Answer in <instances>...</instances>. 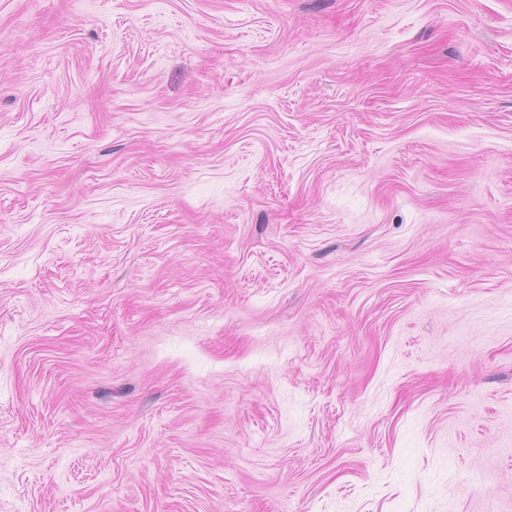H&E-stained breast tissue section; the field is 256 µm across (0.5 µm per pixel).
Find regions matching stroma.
<instances>
[{
  "mask_svg": "<svg viewBox=\"0 0 512 512\" xmlns=\"http://www.w3.org/2000/svg\"><path fill=\"white\" fill-rule=\"evenodd\" d=\"M0 512H512V0H0Z\"/></svg>",
  "mask_w": 512,
  "mask_h": 512,
  "instance_id": "35a3bbf8",
  "label": "stroma"
}]
</instances>
